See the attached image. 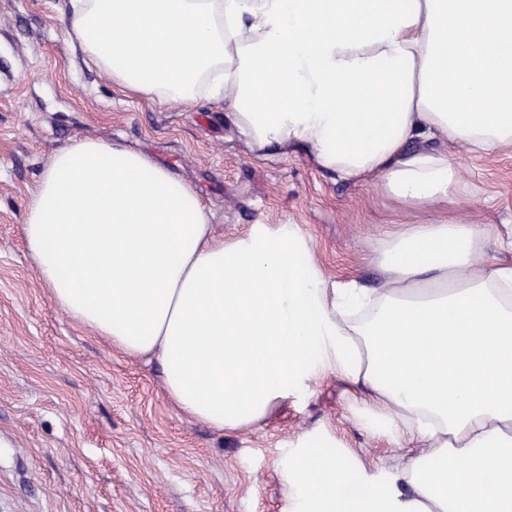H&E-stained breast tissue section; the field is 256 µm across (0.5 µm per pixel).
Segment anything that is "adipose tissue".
Instances as JSON below:
<instances>
[{
    "label": "adipose tissue",
    "mask_w": 512,
    "mask_h": 512,
    "mask_svg": "<svg viewBox=\"0 0 512 512\" xmlns=\"http://www.w3.org/2000/svg\"><path fill=\"white\" fill-rule=\"evenodd\" d=\"M64 28L122 92L223 101L253 154L303 148L407 207L466 191L429 141L512 151V0H70ZM23 235L53 306L157 363L196 422L249 429L332 375L376 435L418 443L374 470L306 439L289 512H512V262L488 258L512 239L395 225L368 288L295 224L215 238L189 182L96 139L53 151Z\"/></svg>",
    "instance_id": "adipose-tissue-1"
}]
</instances>
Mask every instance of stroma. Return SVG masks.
Returning <instances> with one entry per match:
<instances>
[{
	"instance_id": "35a3bbf8",
	"label": "stroma",
	"mask_w": 512,
	"mask_h": 512,
	"mask_svg": "<svg viewBox=\"0 0 512 512\" xmlns=\"http://www.w3.org/2000/svg\"><path fill=\"white\" fill-rule=\"evenodd\" d=\"M68 0H0V512H287L282 464L329 435L380 468L399 451L377 437L335 377L248 431L181 413L156 364L112 349L50 302L22 235L26 202L55 148L92 138L143 151L184 178L216 236L296 224L335 279L370 288L378 239L433 219L512 234V152L449 148L470 196L408 210L369 185L318 169L303 149L258 157L224 112L133 97L67 39Z\"/></svg>"
}]
</instances>
